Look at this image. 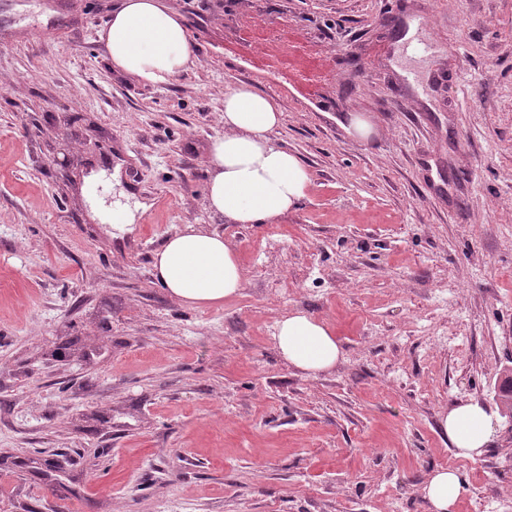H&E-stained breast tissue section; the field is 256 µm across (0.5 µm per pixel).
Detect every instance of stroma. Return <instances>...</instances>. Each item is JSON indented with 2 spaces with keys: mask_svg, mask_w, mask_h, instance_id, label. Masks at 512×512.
I'll return each instance as SVG.
<instances>
[{
  "mask_svg": "<svg viewBox=\"0 0 512 512\" xmlns=\"http://www.w3.org/2000/svg\"><path fill=\"white\" fill-rule=\"evenodd\" d=\"M172 3L197 60L153 85L100 38L119 0H0V512H430L440 467L457 512L512 498V427L471 461L440 426L512 367V0ZM413 23L438 54H409ZM298 45L328 60L272 140L309 185L229 223L224 93L288 83ZM123 195L145 208L116 236L91 201ZM190 224L238 250L223 303L154 275ZM292 311L332 326L336 368L279 355ZM463 490V483L456 470L437 469L427 480L424 498L429 502L431 512H454Z\"/></svg>",
  "mask_w": 512,
  "mask_h": 512,
  "instance_id": "35a3bbf8",
  "label": "stroma"
}]
</instances>
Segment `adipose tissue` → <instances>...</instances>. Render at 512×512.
Wrapping results in <instances>:
<instances>
[{
	"label": "adipose tissue",
	"mask_w": 512,
	"mask_h": 512,
	"mask_svg": "<svg viewBox=\"0 0 512 512\" xmlns=\"http://www.w3.org/2000/svg\"><path fill=\"white\" fill-rule=\"evenodd\" d=\"M113 66L135 82L163 85L193 66L194 44L170 0H122L101 33ZM224 134L212 144L210 210L235 224H262L296 207L309 176L294 154L271 135L282 122L278 103L248 86L224 94ZM156 278L170 296L189 306L212 305L244 286L245 274L223 233L187 227L169 236L154 259ZM278 349L303 375L333 368L341 346L324 321L301 312L276 321ZM498 420L482 403L451 407L441 426L455 454L474 460L494 441ZM463 490L457 471L437 469L423 495L432 512H454Z\"/></svg>",
	"instance_id": "adipose-tissue-1"
}]
</instances>
